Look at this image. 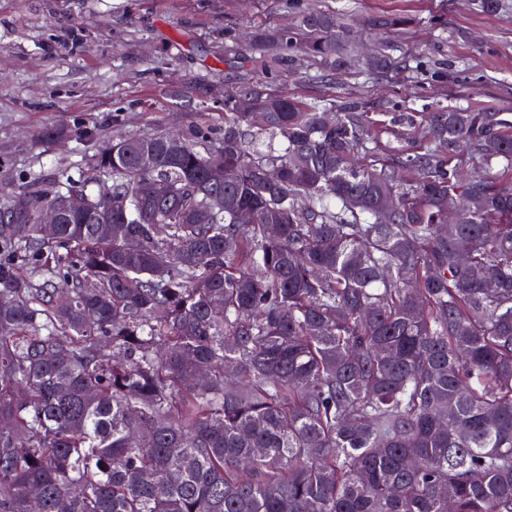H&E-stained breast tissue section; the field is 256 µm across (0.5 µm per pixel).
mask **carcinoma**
<instances>
[{
	"instance_id": "obj_1",
	"label": "carcinoma",
	"mask_w": 512,
	"mask_h": 512,
	"mask_svg": "<svg viewBox=\"0 0 512 512\" xmlns=\"http://www.w3.org/2000/svg\"><path fill=\"white\" fill-rule=\"evenodd\" d=\"M348 33L317 11L253 46L334 70ZM82 168L0 192V512H512L511 112L260 79L224 126ZM59 195L45 237L25 201Z\"/></svg>"
}]
</instances>
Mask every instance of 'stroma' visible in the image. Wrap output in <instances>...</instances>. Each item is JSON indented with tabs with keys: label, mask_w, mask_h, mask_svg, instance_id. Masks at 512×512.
Returning a JSON list of instances; mask_svg holds the SVG:
<instances>
[{
	"label": "stroma",
	"mask_w": 512,
	"mask_h": 512,
	"mask_svg": "<svg viewBox=\"0 0 512 512\" xmlns=\"http://www.w3.org/2000/svg\"><path fill=\"white\" fill-rule=\"evenodd\" d=\"M317 10L353 28L350 65L330 73L300 53L248 49L244 32L292 28ZM383 13L408 23L380 34L360 28ZM386 42L400 69L365 74L363 44ZM264 77L293 97L343 95L371 112L510 110L512 0L492 14L476 0H0V186L32 172L75 174L117 130L195 112L223 124L225 93Z\"/></svg>",
	"instance_id": "stroma-1"
}]
</instances>
